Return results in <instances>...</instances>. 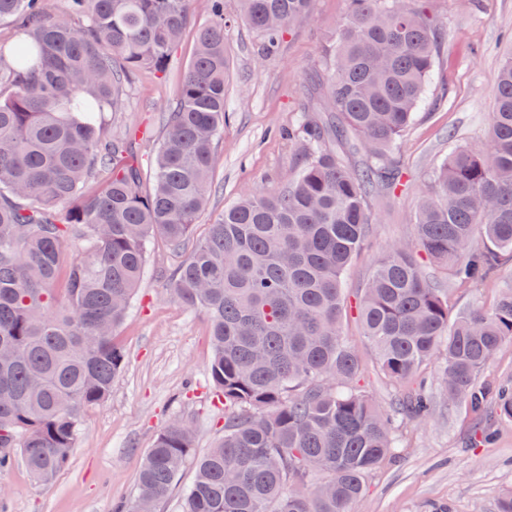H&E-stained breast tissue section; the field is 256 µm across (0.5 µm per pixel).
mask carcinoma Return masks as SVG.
Here are the masks:
<instances>
[{
	"label": "carcinoma",
	"instance_id": "obj_1",
	"mask_svg": "<svg viewBox=\"0 0 512 512\" xmlns=\"http://www.w3.org/2000/svg\"><path fill=\"white\" fill-rule=\"evenodd\" d=\"M196 30L165 136L142 190L133 137L101 119L125 110V88L162 72L189 25L188 0H0L17 39L0 44V472L21 461L37 482L68 463L90 407L124 366L115 340L156 237L177 248L214 192L224 126V0ZM315 0H238L268 48ZM429 0H348L326 61L324 116L288 128L302 162L279 191L259 187L208 225L171 275L173 297L206 315L209 375L224 399V436L195 460L183 512H350L397 443L396 416H432L418 390L382 413L359 381L343 334L345 278L372 217L368 198L400 182L398 143L422 101L445 27ZM366 162L350 169L345 149ZM106 179L88 192L94 173ZM483 246L475 247L476 239ZM81 252L63 266L68 245ZM458 288L512 262V56L500 66L483 147L459 145L419 197L412 242L389 246L357 315L381 373L409 384L440 355L445 399L481 422L512 420V385L476 383L512 342V287L490 308L455 312L419 254ZM64 285H59V280ZM194 448L190 424L157 436L139 491L119 512L168 496Z\"/></svg>",
	"mask_w": 512,
	"mask_h": 512
}]
</instances>
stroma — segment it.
I'll use <instances>...</instances> for the list:
<instances>
[{"label":"stroma","mask_w":512,"mask_h":512,"mask_svg":"<svg viewBox=\"0 0 512 512\" xmlns=\"http://www.w3.org/2000/svg\"><path fill=\"white\" fill-rule=\"evenodd\" d=\"M430 6L448 36L426 100L398 145L406 187L382 189L370 198L367 245L355 256L347 282L353 302L378 255L412 239L417 199L451 148L486 143L498 71L512 53V0H431ZM347 8V0H316L312 15L265 58L262 40L242 21L237 0H224L226 118L212 169L216 192L196 219L195 237L256 187L278 190L293 176L299 154L280 131L318 108V64ZM189 14L190 28L174 46L167 71L139 72L126 87L125 110L106 116L113 132L141 131L136 153L145 169L160 147L161 112L195 54L194 29L209 19L208 0H190ZM187 254L162 240L152 242L145 278L116 335L125 365L110 398L84 412L69 463L51 483H35L20 463L0 475V512H115L118 502L135 497L147 453L173 418L192 424L195 454L222 437L224 404L209 383V322L175 301L168 288ZM511 281L506 269L479 287L452 288L444 278L439 284L448 287L453 308L465 310L491 305ZM344 333L363 361L366 392L382 410L392 411L401 388L379 372L355 320L345 322ZM423 373L436 402L432 418L402 420L401 448L373 471L352 512H497L512 491V421L499 422L492 439H485L465 406L447 405L440 359H431Z\"/></svg>","instance_id":"stroma-1"}]
</instances>
